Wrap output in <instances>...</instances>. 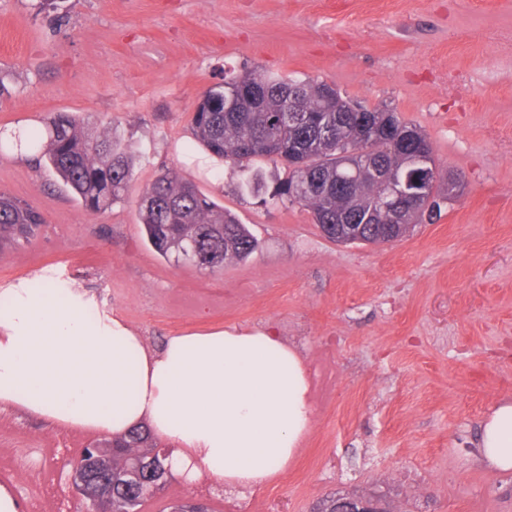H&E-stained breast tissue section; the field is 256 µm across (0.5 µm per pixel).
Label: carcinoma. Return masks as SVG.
I'll list each match as a JSON object with an SVG mask.
<instances>
[{
    "label": "carcinoma",
    "mask_w": 512,
    "mask_h": 512,
    "mask_svg": "<svg viewBox=\"0 0 512 512\" xmlns=\"http://www.w3.org/2000/svg\"><path fill=\"white\" fill-rule=\"evenodd\" d=\"M236 84L202 92L191 119L194 140L219 160L238 169L240 187L254 195L266 186L262 159L288 173L277 182L272 199L305 207L318 228L350 221L369 207L379 191V179L408 165L407 135L416 148L434 155L432 142L416 125L383 107L355 110L352 101L329 83L251 72L224 77ZM293 108L302 116L297 124L277 121ZM376 127L372 157L354 171L338 166L339 154L356 147ZM25 148L38 151L63 184L93 213L123 201L129 190L135 153L112 127L82 123L69 112H56L44 130L30 129L12 139L0 138V151ZM140 224L152 247L165 258L202 270L248 260L258 241L236 218L178 171L166 169L139 195ZM46 223L28 204L0 193V248L28 242ZM405 233L380 216L364 227L360 243L383 245ZM157 447L150 431L138 426L112 444V512H132L146 503L140 484L125 473Z\"/></svg>",
    "instance_id": "carcinoma-1"
}]
</instances>
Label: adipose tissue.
I'll return each instance as SVG.
<instances>
[{"instance_id": "1", "label": "adipose tissue", "mask_w": 512, "mask_h": 512, "mask_svg": "<svg viewBox=\"0 0 512 512\" xmlns=\"http://www.w3.org/2000/svg\"><path fill=\"white\" fill-rule=\"evenodd\" d=\"M0 407L120 437L147 426L175 444L188 480L260 488L296 456L314 416L300 350L267 330L217 329L147 348L117 312H100L67 279L0 290ZM475 455L512 470V402L482 426Z\"/></svg>"}]
</instances>
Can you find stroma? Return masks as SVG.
Wrapping results in <instances>:
<instances>
[{
    "instance_id": "obj_1",
    "label": "stroma",
    "mask_w": 512,
    "mask_h": 512,
    "mask_svg": "<svg viewBox=\"0 0 512 512\" xmlns=\"http://www.w3.org/2000/svg\"><path fill=\"white\" fill-rule=\"evenodd\" d=\"M36 0H0V130L40 128L55 112L112 125L140 152L124 201L87 211L38 153H0V192L42 212L31 242L0 249V289L49 271L159 346L166 336L271 328L308 364L323 363L297 457L247 493L251 512H312L326 494H389L403 512H512V472L472 456L483 419L512 399V0H65L67 19ZM322 80L386 105L431 139L459 195L403 240L327 239L308 210L240 194L231 164L194 141L199 94L225 74ZM178 170L259 241L214 272L160 256L136 199ZM98 436L0 409V459L21 512L41 493L82 512L64 470L69 443ZM230 494L174 476L144 512Z\"/></svg>"
}]
</instances>
